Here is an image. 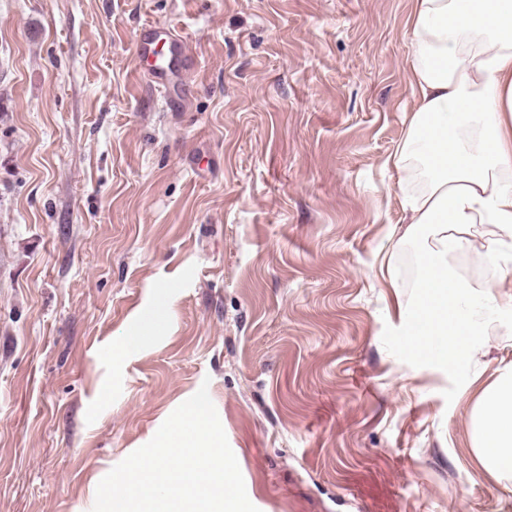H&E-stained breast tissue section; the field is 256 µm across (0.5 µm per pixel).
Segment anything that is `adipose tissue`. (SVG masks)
Listing matches in <instances>:
<instances>
[{
	"mask_svg": "<svg viewBox=\"0 0 512 512\" xmlns=\"http://www.w3.org/2000/svg\"><path fill=\"white\" fill-rule=\"evenodd\" d=\"M406 133L386 159L406 228L397 244L432 231L407 322V348L456 372L480 351L487 314L512 312V275L491 280L482 297L448 264L470 228L492 224L476 256L512 261V0H412ZM491 472L512 476V373L484 390L477 445Z\"/></svg>",
	"mask_w": 512,
	"mask_h": 512,
	"instance_id": "obj_1",
	"label": "adipose tissue"
}]
</instances>
